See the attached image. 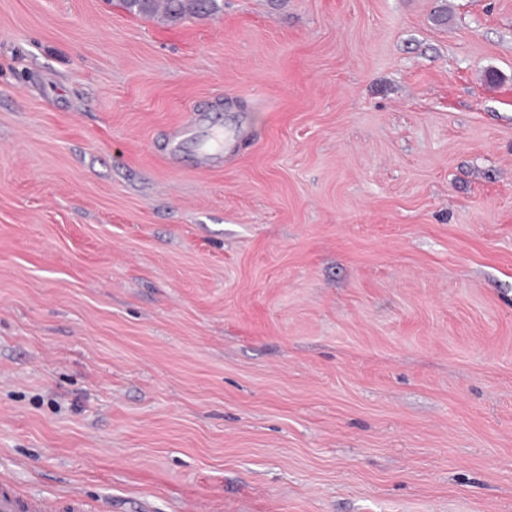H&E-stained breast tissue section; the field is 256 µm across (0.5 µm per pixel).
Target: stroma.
Instances as JSON below:
<instances>
[{
    "instance_id": "obj_1",
    "label": "stroma",
    "mask_w": 512,
    "mask_h": 512,
    "mask_svg": "<svg viewBox=\"0 0 512 512\" xmlns=\"http://www.w3.org/2000/svg\"><path fill=\"white\" fill-rule=\"evenodd\" d=\"M222 3L0 0V479L512 512V0ZM133 14L154 15L161 4L163 16L171 21L210 16L219 12L218 0H122Z\"/></svg>"
}]
</instances>
